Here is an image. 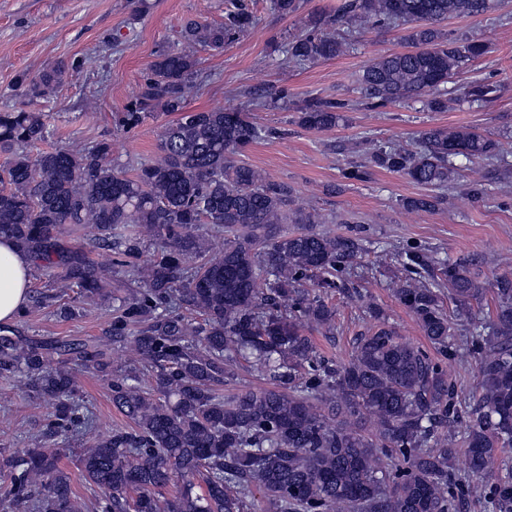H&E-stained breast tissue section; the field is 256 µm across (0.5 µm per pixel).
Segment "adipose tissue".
<instances>
[{"instance_id":"ef3b65f1","label":"adipose tissue","mask_w":512,"mask_h":512,"mask_svg":"<svg viewBox=\"0 0 512 512\" xmlns=\"http://www.w3.org/2000/svg\"><path fill=\"white\" fill-rule=\"evenodd\" d=\"M32 263L14 243L0 239V323H8L24 309L31 282Z\"/></svg>"}]
</instances>
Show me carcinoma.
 Returning a JSON list of instances; mask_svg holds the SVG:
<instances>
[{"instance_id":"1","label":"carcinoma","mask_w":512,"mask_h":512,"mask_svg":"<svg viewBox=\"0 0 512 512\" xmlns=\"http://www.w3.org/2000/svg\"><path fill=\"white\" fill-rule=\"evenodd\" d=\"M490 0H342L333 15L309 16L304 30L281 46L284 62L304 66L343 55L349 42L330 30L359 31L409 25L411 49L383 55L358 76L366 104L419 101L448 111L441 92L467 62L486 53L484 42L456 39L439 23L475 16ZM292 16L301 0H270ZM256 24L242 0H227L224 23L184 24L178 46L150 65L134 101L119 119L131 130L159 109L177 114L160 135L158 156L128 175L111 167L112 144L90 149H24L47 136L40 112L0 113V238L12 240L55 271L60 292L78 288L105 296L111 286L82 246L64 231L92 227L116 264L144 284L138 295L112 292L118 315L110 340L130 348L150 367L155 386L134 378L112 382V404L133 423L93 437L79 467L101 495L96 512H247L261 492L271 512H455L449 476L457 443L439 433L455 422L448 371L404 341L377 309L375 325L357 339L348 361L319 355L303 327L336 329L328 293L341 287L345 266L363 250L357 240L317 229L325 218L294 206L288 184L236 160L275 131L249 113L214 108L186 110L200 49L222 51ZM68 71L60 62L17 83L30 99L43 98ZM498 85L477 82L465 97L492 101ZM340 101L312 100L299 123L330 129ZM500 143L466 127H434L416 145L386 143L368 163L444 190L459 174L457 161H493ZM440 195L405 202L429 212ZM298 224L296 231L283 228ZM207 225L224 248L204 250L195 232ZM157 249L143 259V244ZM459 317L471 314L484 288L461 263L444 266ZM313 290L303 289L306 282ZM496 319L471 322L480 352L476 387L463 436L468 469L478 481L494 475L490 498L499 512L512 507V276L497 280ZM393 293L412 313L432 346L448 354L455 323L440 290L419 278ZM202 317L194 324L185 315ZM96 343L62 342L0 330V379L24 377L28 392L55 407L49 441L64 431L88 434L93 418L76 399L74 356L84 368L100 365ZM250 361L277 386L224 397L220 386L239 360ZM182 478L179 493L165 489ZM0 512H83L59 449L27 448L0 454Z\"/></svg>"}]
</instances>
